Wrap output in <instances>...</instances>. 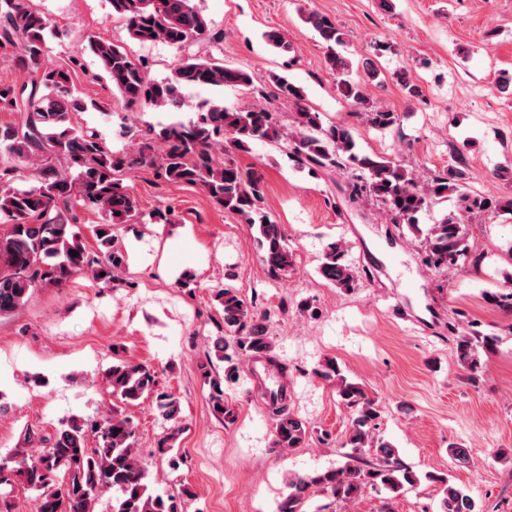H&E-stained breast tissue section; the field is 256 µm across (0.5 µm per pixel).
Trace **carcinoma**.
I'll list each match as a JSON object with an SVG mask.
<instances>
[{"instance_id": "obj_1", "label": "carcinoma", "mask_w": 512, "mask_h": 512, "mask_svg": "<svg viewBox=\"0 0 512 512\" xmlns=\"http://www.w3.org/2000/svg\"><path fill=\"white\" fill-rule=\"evenodd\" d=\"M112 15L126 24L130 38L140 43H163L178 51L205 35L208 22L192 0H107ZM327 44L326 63L336 89L352 106L364 110L367 122L378 129L394 126L398 114L371 103L367 87L378 82L380 70L363 63V72L352 75L350 62L336 52L346 44L345 33L330 17L310 11L303 18ZM50 21L25 0H0V46L19 47L17 63L29 81L17 87L0 85V112H20L18 123L0 124V219L12 226L0 238V317L24 304L29 292L39 287H63L74 275L89 271L105 286H112L125 266V254L115 244L112 226L144 220L131 187L118 177L143 166H154L171 182L203 188L219 206L239 215L256 228L261 261L274 278L293 266V254L281 226L262 210V176L243 171L234 159L258 142L287 145L294 166L315 174L320 169L346 170L350 199H370L382 205L391 220L406 226L425 252V262L436 269L450 268L459 260L478 265L471 255L466 220L475 211L512 214V197H484L462 184V155L442 174L421 179L415 170L385 157L363 153L356 147L352 130L323 124L321 113L305 102L302 87L285 74H274L277 97L294 108L291 127L276 119L263 103L248 108L227 106L222 100H204L193 115L160 128L130 151H109L101 134L76 128L73 114L96 107L82 104L71 91L70 71L46 62ZM268 45L280 54L291 45L277 30L265 32ZM88 48L98 59L113 88L125 104L144 109H179L183 90L190 87L249 88L253 79L240 68L216 59L192 54L182 56L170 74L160 80L149 76L146 66L120 46L91 36ZM21 165L37 171L31 184L14 183ZM457 195L459 212L433 224L419 223L420 215L438 201ZM99 213L102 223L94 235L97 253H91L78 227L75 205ZM76 251L73 256L70 251ZM322 277L346 292L360 287L362 278L347 259L341 244L324 248ZM222 306L226 334L213 346L224 363L223 380L211 382L212 412L226 423L236 420L224 400L222 383L240 379L244 358L274 361V345L268 335L267 317L233 288L215 294ZM497 338L469 330L457 340L462 366L476 376L481 369L478 349H492ZM112 366L105 380L112 394L130 404L152 398L171 433L158 442L169 454V465L179 469L183 458L172 453L168 442L182 431L180 404L173 395L156 389L155 376L141 363L119 356L112 347ZM313 373L336 385V395L349 410L346 439L341 447L346 462L289 479L288 494L275 512H323L312 506V496L322 493L337 502H353L368 489H384L397 496L420 484L421 479L441 483L437 512H475L476 502L466 491L448 484L443 475L419 476L400 457L396 447L374 435L381 416L379 400L357 382L341 374L335 359L325 358ZM273 416L272 448H299L311 435L308 423L288 411L284 388L263 394ZM96 434V447L87 446V429ZM37 456L18 453L0 460V487L21 479L37 492L36 512H94L101 494L112 492V512H183L174 495H154L146 482L148 471L135 448L133 423L121 413L109 414L92 425L72 417L60 423Z\"/></svg>"}]
</instances>
